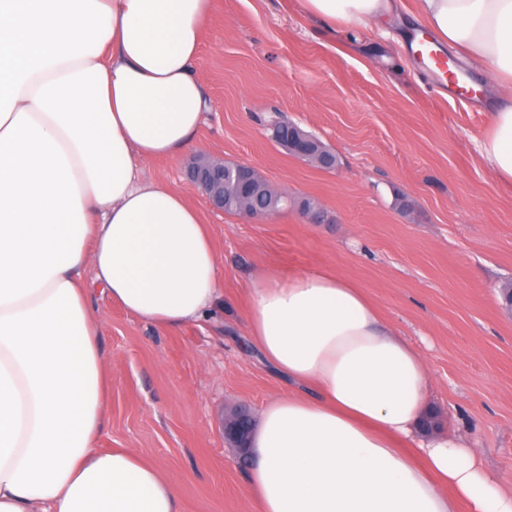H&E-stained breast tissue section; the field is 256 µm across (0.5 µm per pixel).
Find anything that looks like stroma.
<instances>
[{
	"mask_svg": "<svg viewBox=\"0 0 512 512\" xmlns=\"http://www.w3.org/2000/svg\"><path fill=\"white\" fill-rule=\"evenodd\" d=\"M410 13L382 34L325 27L295 0H214L197 76L208 92L198 151L143 161L205 214L223 294L196 323L167 332L101 301L111 380L101 448H132L178 488L182 512H254L249 466L224 442L230 406L260 414L287 386L242 345L250 278L320 268L365 292L421 349L441 432L461 434L512 486V187L481 162L487 96L440 85L408 43ZM284 114L336 154L326 171L288 155L268 118ZM214 157L249 164L335 218L295 211L263 223L215 208L187 175Z\"/></svg>",
	"mask_w": 512,
	"mask_h": 512,
	"instance_id": "1",
	"label": "stroma"
}]
</instances>
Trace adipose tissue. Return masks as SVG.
Returning a JSON list of instances; mask_svg holds the SVG:
<instances>
[{"instance_id": "ef3b65f1", "label": "adipose tissue", "mask_w": 512, "mask_h": 512, "mask_svg": "<svg viewBox=\"0 0 512 512\" xmlns=\"http://www.w3.org/2000/svg\"><path fill=\"white\" fill-rule=\"evenodd\" d=\"M213 0H0V512H181L177 485L99 448L110 379L96 294L175 331L222 294L202 212L139 159L196 148L195 75ZM326 26L392 0H299ZM437 41L486 65L479 146L512 185V0H415ZM245 341L288 386L263 410L257 512H512L477 449L418 437L428 369L361 288L257 270Z\"/></svg>"}]
</instances>
